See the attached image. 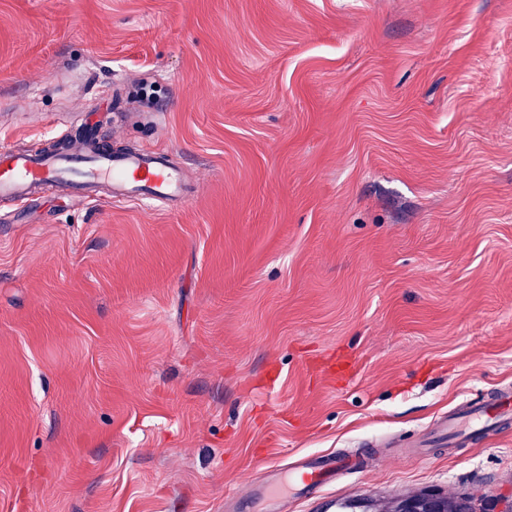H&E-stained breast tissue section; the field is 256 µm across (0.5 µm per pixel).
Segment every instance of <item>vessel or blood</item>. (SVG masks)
Instances as JSON below:
<instances>
[{"mask_svg":"<svg viewBox=\"0 0 512 512\" xmlns=\"http://www.w3.org/2000/svg\"><path fill=\"white\" fill-rule=\"evenodd\" d=\"M47 187L63 188L80 202L106 188L114 201L135 199L156 208L183 205L196 193L170 154L150 147L120 152L102 139L83 136L36 152L0 146L1 198L28 202L34 190ZM510 424L512 389L504 387L436 418L430 430L447 436L450 445L464 446ZM364 470L363 458L340 455L306 457L286 470L271 466L246 492L231 496L229 512H276L287 500L315 497L336 476Z\"/></svg>","mask_w":512,"mask_h":512,"instance_id":"b4317fda","label":"vessel or blood"}]
</instances>
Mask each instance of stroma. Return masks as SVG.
Segmentation results:
<instances>
[{
	"label": "stroma",
	"instance_id": "1",
	"mask_svg": "<svg viewBox=\"0 0 512 512\" xmlns=\"http://www.w3.org/2000/svg\"><path fill=\"white\" fill-rule=\"evenodd\" d=\"M131 110L184 206L45 189L0 225V512H222L356 454L339 512L512 495V428L390 456L512 386V0H0V141ZM366 472L363 455H315L299 460L289 470L266 468L251 481L246 493H235L225 504L230 512H276L288 499L313 498L336 476ZM230 507H227V505Z\"/></svg>",
	"mask_w": 512,
	"mask_h": 512
}]
</instances>
